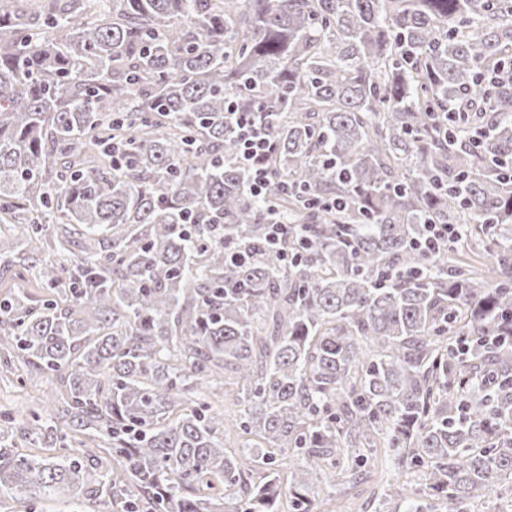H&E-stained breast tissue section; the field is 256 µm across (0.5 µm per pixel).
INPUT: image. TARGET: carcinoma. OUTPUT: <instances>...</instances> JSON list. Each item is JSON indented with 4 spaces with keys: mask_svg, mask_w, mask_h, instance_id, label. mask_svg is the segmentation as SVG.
Masks as SVG:
<instances>
[{
    "mask_svg": "<svg viewBox=\"0 0 512 512\" xmlns=\"http://www.w3.org/2000/svg\"><path fill=\"white\" fill-rule=\"evenodd\" d=\"M512 0L0 6V363L58 380L0 435V498L313 512L393 452L401 512L512 481ZM274 141L250 191L228 108ZM288 222L282 259L270 214ZM458 224L452 248L414 243ZM84 240L78 252L74 236ZM491 236L494 261L470 243ZM67 256L41 259L36 243ZM244 404L227 450L224 413ZM299 460L283 480L276 455ZM249 465H242L240 458ZM14 288H24L32 295V300H43L48 293L41 286L36 271L31 267L16 266L13 271L0 281V298L8 296Z\"/></svg>",
    "mask_w": 512,
    "mask_h": 512,
    "instance_id": "obj_1",
    "label": "carcinoma"
}]
</instances>
